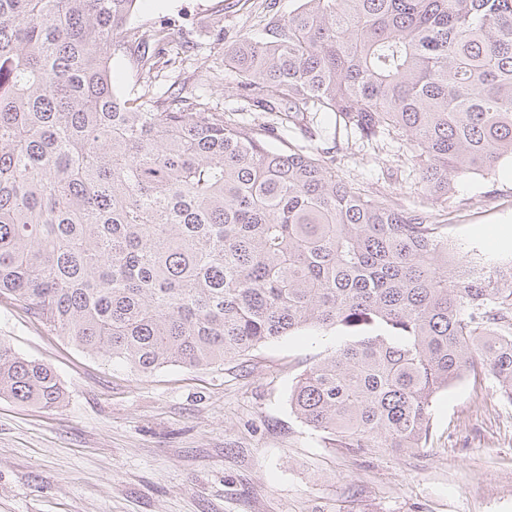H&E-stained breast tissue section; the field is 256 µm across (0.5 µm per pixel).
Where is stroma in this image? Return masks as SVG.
I'll return each mask as SVG.
<instances>
[{"mask_svg":"<svg viewBox=\"0 0 512 512\" xmlns=\"http://www.w3.org/2000/svg\"><path fill=\"white\" fill-rule=\"evenodd\" d=\"M296 0H140L130 26L164 25V74L185 91L224 61L239 34L262 35ZM275 149L332 148L339 179L396 208L428 211L477 265L512 259V162L455 179L447 201L421 188L410 148L359 145L333 114L266 134ZM306 329L203 369L143 375L92 356L22 309L0 303V340L50 365L65 392L44 409L0 399V512H512V403L495 379L467 375L440 391L426 447H336L289 399L299 375L336 348Z\"/></svg>","mask_w":512,"mask_h":512,"instance_id":"obj_1","label":"stroma"}]
</instances>
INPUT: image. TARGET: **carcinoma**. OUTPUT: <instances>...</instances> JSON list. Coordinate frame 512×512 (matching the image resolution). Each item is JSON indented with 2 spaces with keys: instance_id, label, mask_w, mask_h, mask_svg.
Masks as SVG:
<instances>
[{
  "instance_id": "1",
  "label": "carcinoma",
  "mask_w": 512,
  "mask_h": 512,
  "mask_svg": "<svg viewBox=\"0 0 512 512\" xmlns=\"http://www.w3.org/2000/svg\"><path fill=\"white\" fill-rule=\"evenodd\" d=\"M136 2L0 0V301L143 374L334 329L290 406L340 448L423 447L437 393L479 368L512 402V260L471 264L428 212L238 118L332 112L364 145L406 142L446 200L512 160V0H300L199 74L236 75L228 109L157 84L161 26L137 37L142 93L116 89ZM5 397L64 392L0 341Z\"/></svg>"
}]
</instances>
